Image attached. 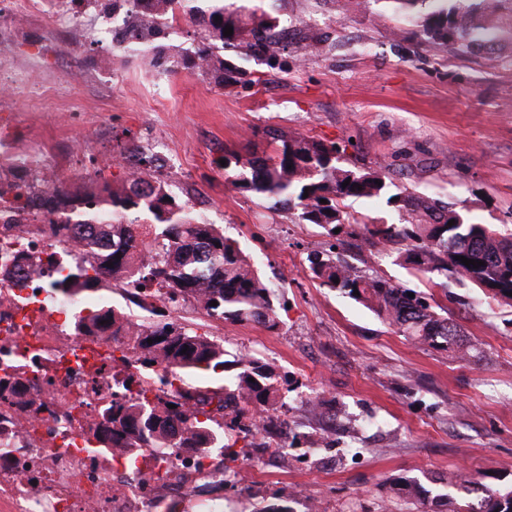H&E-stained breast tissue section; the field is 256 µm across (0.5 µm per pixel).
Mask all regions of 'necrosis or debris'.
Listing matches in <instances>:
<instances>
[{
    "label": "necrosis or debris",
    "mask_w": 512,
    "mask_h": 512,
    "mask_svg": "<svg viewBox=\"0 0 512 512\" xmlns=\"http://www.w3.org/2000/svg\"><path fill=\"white\" fill-rule=\"evenodd\" d=\"M41 90L37 71L0 51V104ZM9 249L70 257L22 212L0 215V258ZM56 276V268L39 267L22 288L0 276V378L38 381L0 401V512H157L160 498L197 480L223 481V469L191 452L171 460L147 451L130 470L111 449H97L89 423L119 378L112 344L74 335L84 302L53 289ZM156 474L165 485L153 482Z\"/></svg>",
    "instance_id": "4bbe7bcc"
}]
</instances>
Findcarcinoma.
I'll use <instances>...</instances> for the list:
<instances>
[{"label":"carcinoma","instance_id":"1","mask_svg":"<svg viewBox=\"0 0 512 512\" xmlns=\"http://www.w3.org/2000/svg\"><path fill=\"white\" fill-rule=\"evenodd\" d=\"M124 14L112 42L156 56L159 73H196L208 83L229 87L255 82L249 64L278 66L285 51L276 19L257 14L252 0H84ZM418 28L421 42L454 47L461 54L483 50L494 37L490 25L503 0H384ZM190 30L183 31L179 21ZM233 35L224 36L225 26ZM193 38L186 47L180 34ZM271 152L224 153V175L231 184L275 210H286L298 224L335 229L376 249L411 275L472 286L512 307V232L466 217L457 203L413 191L390 193L392 180L380 169L340 162V148L279 128L265 132ZM135 167L125 169L117 185L95 192L56 184L41 196L28 183L15 185L3 209L39 210L53 217L43 231L57 243L80 242L77 260L65 266L54 286L63 294L86 295L120 284L140 288L138 318L113 307L90 309L73 321L77 336L112 340L123 364L134 365L126 388L158 379L162 388L148 397L112 399L91 427L100 448H117L133 466L139 452L151 448L171 457L185 451L238 460L236 430L270 435L282 422L270 415L286 406L274 368L241 354L226 358L214 337L176 320L161 319L159 308L187 304L214 321L279 326L275 294L238 240L195 216L188 202L171 190V178L155 154L139 146ZM350 184L342 186L345 180ZM360 185L356 189L353 184ZM387 195L401 213L399 224H366L346 210V201ZM327 203H321V200ZM454 225H448L449 221ZM480 260L468 267L457 257ZM314 278L370 308L382 323L423 347L464 358L471 353L462 325L448 309L428 302L422 291L402 288L377 272L366 274L338 256L315 255ZM359 294H354V291ZM414 297H409V294ZM217 305H211V302ZM153 343H148V340ZM396 512H512V478L486 484L469 473L451 481L417 478L397 484Z\"/></svg>","mask_w":512,"mask_h":512}]
</instances>
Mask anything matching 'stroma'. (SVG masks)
<instances>
[{
	"label": "stroma",
	"instance_id": "stroma-1",
	"mask_svg": "<svg viewBox=\"0 0 512 512\" xmlns=\"http://www.w3.org/2000/svg\"><path fill=\"white\" fill-rule=\"evenodd\" d=\"M263 9L289 25L287 68L262 67L258 83L220 88L186 71L158 74L147 58L109 44L60 55L51 9L34 8L4 46L48 86L37 101L6 105L16 148L46 144L65 177L93 172L100 154L133 144L163 156L181 173L174 191L245 245L273 285L274 330L189 307L173 313L221 340L228 356L269 362L288 402L286 456L269 463L252 438L213 497L218 512L303 500L317 512H384L405 476L512 474V308L373 255L367 270L427 290L459 318L473 355L416 345L312 277L310 254L349 261L351 250L235 189L216 165L224 151L265 147L275 127L337 143L346 157L388 168L398 186L512 228V0L498 13L495 40L474 55L420 45L412 24L380 0L350 10L343 0H265ZM313 31L326 38L319 55L304 49ZM318 395L335 398L343 421L306 412Z\"/></svg>",
	"mask_w": 512,
	"mask_h": 512
}]
</instances>
